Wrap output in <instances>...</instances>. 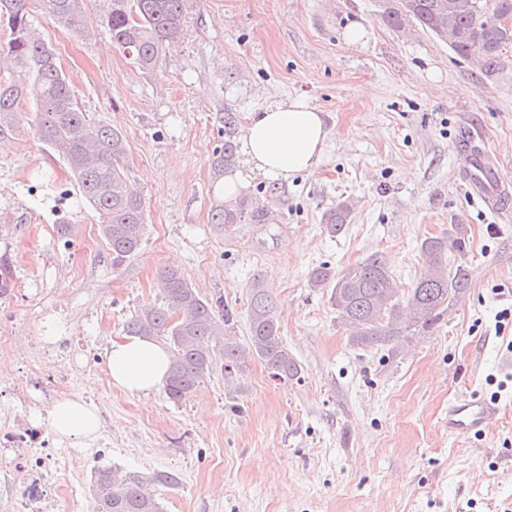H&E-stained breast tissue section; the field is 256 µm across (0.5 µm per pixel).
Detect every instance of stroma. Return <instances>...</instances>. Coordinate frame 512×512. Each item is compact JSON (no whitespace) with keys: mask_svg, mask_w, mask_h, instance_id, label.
Returning a JSON list of instances; mask_svg holds the SVG:
<instances>
[{"mask_svg":"<svg viewBox=\"0 0 512 512\" xmlns=\"http://www.w3.org/2000/svg\"><path fill=\"white\" fill-rule=\"evenodd\" d=\"M86 7L84 39L37 9L33 24L86 112L127 139L148 224L136 255L113 267L58 153L27 126L0 131V258L16 288L0 361L12 374L38 359L34 339L49 330L98 353L65 392L98 409L102 431L62 443L70 467L50 477L57 512H93L101 465L176 473L177 487L157 491L163 512H512V386L497 388L512 356V315H502L512 312V201L498 219L474 205L458 148L473 129L512 181V47L485 76L418 25L389 27L382 0H199L181 42L145 72L113 44L103 0ZM354 21L370 32L365 46L343 43ZM298 96L330 130L315 169L253 179L248 198L272 223L212 224L220 113L243 118ZM343 202L349 222L329 236L322 216ZM454 220L468 227L466 295L403 349L352 346L311 270L340 273L378 254L409 291L421 242ZM167 266L236 309L242 342L249 291L268 288L301 381H275L250 359L232 375L215 366L179 404L113 388L105 354L135 312L161 301ZM469 391L501 407L479 440L448 432L449 400Z\"/></svg>","mask_w":512,"mask_h":512,"instance_id":"obj_1","label":"stroma"}]
</instances>
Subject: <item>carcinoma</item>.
<instances>
[{
	"mask_svg": "<svg viewBox=\"0 0 512 512\" xmlns=\"http://www.w3.org/2000/svg\"><path fill=\"white\" fill-rule=\"evenodd\" d=\"M40 11L65 25L80 37L90 35L85 0H36ZM385 6L383 17L392 28L413 22L437 35L448 31V45L458 56H477L482 73H495L505 48L512 44V28L502 26L483 13L480 0H402ZM30 0H0V25L8 40L0 46V71L11 78L0 80V123L18 118L21 100L32 102L34 116L27 121L34 135L58 152L73 174L89 206L97 213L100 237L112 267L121 266L140 247L147 231L144 203L129 185L128 145L118 129L93 120L82 110L64 74L54 49L44 42L33 26ZM196 0H112L107 25L112 42L126 52L143 71H156L167 50L178 44ZM224 144L213 153L217 175L236 163L237 116L225 112ZM350 208L341 204L328 210L324 226L332 237L344 231ZM264 224L268 213L254 209L248 201L218 205L211 223L239 224L245 219ZM467 228L451 224L438 236L420 245L424 269L406 293L393 286L385 260L371 255L342 274L322 264L311 270L314 288H326L337 318L348 326L356 347L395 348L408 336H427L454 302L469 288V270L461 261L448 264V253L466 255ZM162 303L143 306L126 324L132 336L162 340L170 352V368L164 393L178 404L204 382L214 368L216 357L224 359V371L232 373L247 356L259 358L273 378L281 381L301 378V366L288 350L279 331L275 303L266 289L255 286L248 296V340L236 337V310L220 297H202L177 269L161 275ZM178 478L169 472H142L116 467L95 471L92 496L95 512H162L152 486L174 488Z\"/></svg>",
	"mask_w": 512,
	"mask_h": 512,
	"instance_id": "cac0c4a2",
	"label": "carcinoma"
}]
</instances>
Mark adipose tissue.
Masks as SVG:
<instances>
[{
	"instance_id": "1",
	"label": "adipose tissue",
	"mask_w": 512,
	"mask_h": 512,
	"mask_svg": "<svg viewBox=\"0 0 512 512\" xmlns=\"http://www.w3.org/2000/svg\"><path fill=\"white\" fill-rule=\"evenodd\" d=\"M328 137L322 112L308 99L275 100L248 113L242 137V165L224 177L223 195L231 200L247 192L252 177L288 179L312 170ZM169 353L142 337L112 341L107 364L113 388L146 397L165 381ZM45 421L64 441H91L102 429L98 411L78 396L50 402Z\"/></svg>"
}]
</instances>
